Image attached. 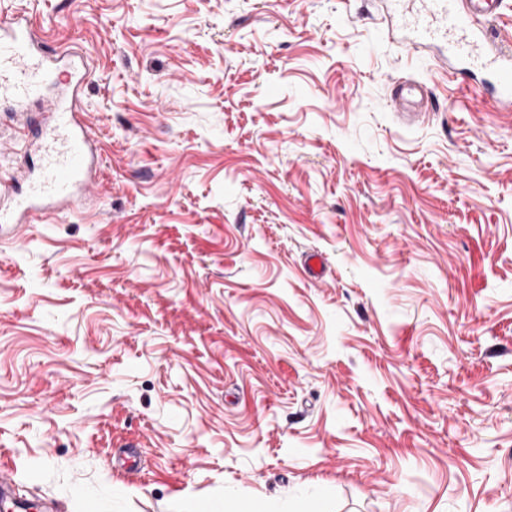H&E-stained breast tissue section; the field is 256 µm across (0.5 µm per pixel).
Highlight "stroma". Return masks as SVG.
I'll list each match as a JSON object with an SVG mask.
<instances>
[{
	"instance_id": "stroma-1",
	"label": "stroma",
	"mask_w": 512,
	"mask_h": 512,
	"mask_svg": "<svg viewBox=\"0 0 512 512\" xmlns=\"http://www.w3.org/2000/svg\"><path fill=\"white\" fill-rule=\"evenodd\" d=\"M22 10L92 58L103 178L0 232V512H512V112L375 0ZM198 512H269L264 501L254 500H224L220 504L202 503Z\"/></svg>"
}]
</instances>
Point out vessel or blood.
<instances>
[{
	"label": "vessel or blood",
	"instance_id": "vessel-or-blood-1",
	"mask_svg": "<svg viewBox=\"0 0 512 512\" xmlns=\"http://www.w3.org/2000/svg\"><path fill=\"white\" fill-rule=\"evenodd\" d=\"M386 14L384 35L420 50L448 47L449 59L484 70L467 86L490 94L498 109L512 112V49L491 38V23L512 0H377ZM88 55L75 49L46 51L30 18L14 15L0 23V105L22 112L21 139L38 146L37 174L24 190L0 206V224H25L87 203L98 167L99 145L85 124L81 95L89 81Z\"/></svg>",
	"mask_w": 512,
	"mask_h": 512
}]
</instances>
